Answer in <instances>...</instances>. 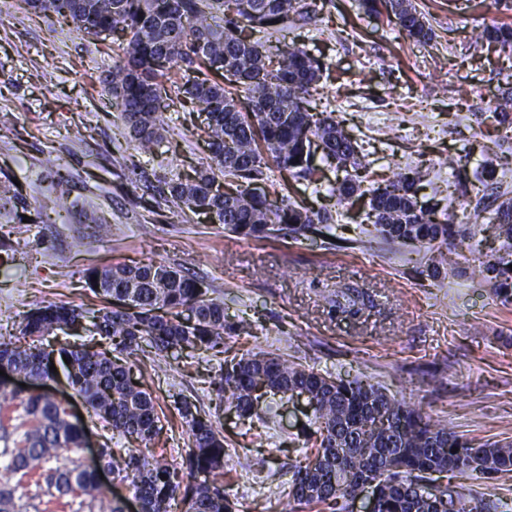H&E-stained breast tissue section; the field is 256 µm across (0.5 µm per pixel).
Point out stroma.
Here are the masks:
<instances>
[{
	"label": "stroma",
	"mask_w": 512,
	"mask_h": 512,
	"mask_svg": "<svg viewBox=\"0 0 512 512\" xmlns=\"http://www.w3.org/2000/svg\"><path fill=\"white\" fill-rule=\"evenodd\" d=\"M413 2L433 27L430 42L410 41L386 13L366 14L360 0H328L317 18L275 38L323 62L312 105L334 109L377 179L419 172L420 201L466 225L462 243L447 252L451 266L437 278L424 245L361 236L371 225L368 206L330 197L333 169L323 191L302 183L296 194L333 215L332 246L317 235L243 239L206 215L157 207L146 182L158 167L190 176L206 161L194 133L203 114L166 101L169 131L153 157L139 155L104 83L116 35L77 33L15 0L0 22V112L14 124L0 131V185L19 180L22 197L0 208V334L15 332L33 301L89 303L88 267L165 262L208 284L228 320L253 322V335L231 340L232 353L263 349L324 374L367 380L473 443L512 441V304L478 272L501 245L491 211L479 203L486 169L502 174L512 198V137L497 122L503 92L512 89V55L481 33L512 22V10L495 0ZM62 177L72 207L64 222L52 210ZM23 213L28 221H20ZM98 221L110 224L108 235L94 232ZM77 235L84 238L78 250L71 246ZM349 287L368 300L356 316L328 303ZM152 359L141 354L140 379L168 416L158 442L168 459L180 462L191 446L175 409L185 396L224 434V485L236 512H289L292 467L306 452L300 426L311 416L304 403L278 399L268 422L242 421L212 386L222 357L187 349L163 372ZM489 483L498 489L489 512H507L512 473L430 480L475 494Z\"/></svg>",
	"instance_id": "obj_1"
}]
</instances>
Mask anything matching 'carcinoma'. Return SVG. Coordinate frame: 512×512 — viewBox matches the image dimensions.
I'll list each match as a JSON object with an SVG mask.
<instances>
[{
	"label": "carcinoma",
	"instance_id": "carcinoma-1",
	"mask_svg": "<svg viewBox=\"0 0 512 512\" xmlns=\"http://www.w3.org/2000/svg\"><path fill=\"white\" fill-rule=\"evenodd\" d=\"M35 13L54 14L83 33L110 30L121 37L119 62L106 85L127 129L133 149L151 155L169 132L162 102L173 92L206 114L202 129L206 163L191 178L174 173L158 179L162 204L180 212L216 217L224 229L263 240L278 233L293 239L320 233L334 237L333 216L292 200L280 184L275 201L252 185L270 178L271 166L295 180L321 181L316 155L345 173L331 188L338 202L369 196L375 231L392 243L417 242L441 249L465 236V230L418 206L416 172L368 189L362 188L364 154L333 112L309 109L307 96L322 77L321 64L304 49L286 45L271 52L258 34L274 26L306 22L317 4L307 0H24ZM368 12L383 8L405 36L429 42L434 30L412 0H362ZM482 37L512 51V23L484 28ZM197 66L199 76L169 83L170 72ZM484 188L496 203L493 221L504 238V253L481 264L480 274L504 303L512 302V200L502 198L487 172ZM89 290L112 305L93 310L65 302H40L27 311L19 336H0V362L40 385L63 370L67 384L94 415L116 433L146 444L158 436L156 397L135 381V355L147 346L162 359L187 348L230 351L227 336L248 334L251 323L229 322L224 301L207 297L208 288L166 263L109 264L86 274ZM332 307L356 315L359 296L341 292ZM90 320L91 332L105 347L44 343L63 324ZM305 391L312 417L306 442L313 456L294 465L288 497L328 512H352L350 490L371 482L377 512H438L440 488L422 485L434 473L512 472V442L475 446L431 417L380 387L300 368L283 356L261 351L224 359L218 392L246 420L258 416L263 400ZM0 398L20 409L0 416V512H125L117 498L98 496L96 470L78 459L64 466L49 461L60 452H77L84 428L69 420L66 407L48 397L27 395L0 382ZM190 430L192 446L175 465L164 454L147 456L140 448L101 444L102 464L121 481L129 480L139 512H234L224 491V435L191 401L178 408ZM458 451H453V448ZM198 474L205 479L197 482ZM35 487L21 502L23 484ZM458 512H487L483 498L456 492Z\"/></svg>",
	"mask_w": 512,
	"mask_h": 512
}]
</instances>
